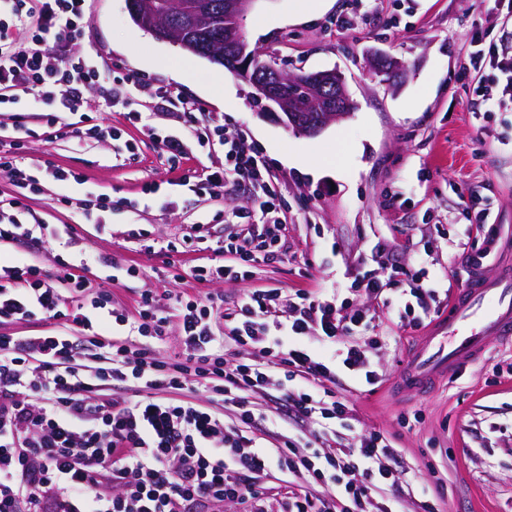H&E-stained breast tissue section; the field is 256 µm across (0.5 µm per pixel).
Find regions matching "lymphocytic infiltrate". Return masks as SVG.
<instances>
[{"mask_svg":"<svg viewBox=\"0 0 512 512\" xmlns=\"http://www.w3.org/2000/svg\"><path fill=\"white\" fill-rule=\"evenodd\" d=\"M0 17V105L17 104L30 94L58 112L73 111L85 89L104 82L93 59L72 55L70 42L81 29L87 0H5ZM34 25L28 42L10 30ZM469 66L489 68L482 99L494 106L512 104V56L495 47L472 53ZM154 110L187 119L185 134L149 128L148 135L168 162L186 155L187 141L201 152L222 150L224 165L203 176L196 191L215 196L244 184L252 208L225 225L224 243L231 264L194 266L200 283L250 277L258 260L280 249L288 222L268 161L247 134L223 126L192 123L190 103L173 92L157 94ZM0 154L16 193L14 212L0 216V239L31 237L16 218L38 181L21 168L16 153ZM394 286L405 303L402 326L422 325L440 292L425 271L394 268L386 277L360 273L351 291L382 298ZM89 294L90 309L66 317L73 295ZM279 289H257L228 312L195 300L179 304L176 317L185 346L183 358L159 360L151 346L129 349L109 329L159 339L168 317L155 310L152 292L139 302V321L112 306V293L92 289L59 261L55 277L36 264L0 263V324L32 320L57 322V329L36 334L0 333V512H214L224 502L240 512H269V496L256 477L276 467L287 475L288 489L277 512H394L397 450L380 433L326 448L331 420L345 412L336 394L340 374L365 386L378 384L368 349L353 342V332H369L373 317L346 297L320 300L300 292L281 308ZM232 340L250 347L251 362L224 357L218 323ZM134 383L133 400L104 401V386ZM204 388L208 404L191 400ZM282 393L288 414L312 425L307 441L288 438L282 445H259L253 427L263 414L251 399L269 388ZM326 486L317 495L299 478Z\"/></svg>","mask_w":512,"mask_h":512,"instance_id":"f902f5d3","label":"lymphocytic infiltrate"}]
</instances>
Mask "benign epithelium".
Here are the masks:
<instances>
[{"label":"benign epithelium","mask_w":512,"mask_h":512,"mask_svg":"<svg viewBox=\"0 0 512 512\" xmlns=\"http://www.w3.org/2000/svg\"><path fill=\"white\" fill-rule=\"evenodd\" d=\"M258 0H224V18L234 22L235 29L224 32V51L211 58L253 88L252 97L266 102L267 110L276 114L286 129L304 135H316L331 123L344 118L354 108L345 77L334 70L310 73H285L273 63L261 58V53L249 49L241 31V21ZM133 21L161 41H170L185 49L186 41L177 38L162 22L151 3L133 4L128 0ZM372 72L377 76L397 73V61L381 53L371 58Z\"/></svg>","instance_id":"obj_1"}]
</instances>
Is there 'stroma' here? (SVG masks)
Here are the masks:
<instances>
[{
    "instance_id": "stroma-1",
    "label": "stroma",
    "mask_w": 512,
    "mask_h": 512,
    "mask_svg": "<svg viewBox=\"0 0 512 512\" xmlns=\"http://www.w3.org/2000/svg\"><path fill=\"white\" fill-rule=\"evenodd\" d=\"M299 6V0H258L241 31L281 70L334 69L344 76L355 108L314 137L261 112L250 87L222 66L139 27L127 0H90L74 46L112 75L138 73L146 83L141 103L148 105L156 88L168 89L198 106L200 122L245 131L259 145L288 213L278 259L257 264L242 281L192 279V266L202 261H229L224 227L251 200L238 187L209 197L179 186L183 176L222 167L223 154L191 145L186 159L170 167L155 143L113 109L108 82L84 91L80 109L122 128L136 153L120 141L46 138L44 106L29 96L17 105L36 132L25 139L23 155L37 164L40 180L17 217L37 231L29 239L0 240V257L31 261L50 274L65 258L92 287H111L114 308L132 316L147 290L165 311L185 294L231 308L259 288L280 289L285 305L300 289L328 299L357 272L387 263L426 269L452 292L463 278V239L476 248L491 245L488 269L512 261V112L488 110L473 92L477 72L462 69L489 15L497 19L489 41L512 53V12L501 0H327L304 21L296 17ZM377 52L403 64L400 81L373 75ZM12 112H0V136H14ZM56 166L83 172L86 184L62 190L48 174ZM150 182L160 183L159 193L144 194ZM64 191L73 204L59 203ZM93 194L110 197L112 208L83 217L76 202ZM484 212L482 234L466 236ZM69 224L78 242L64 252L55 236ZM190 235L199 238L196 251L178 253ZM116 264L139 274L108 284ZM351 300L375 314L378 341L370 351L383 376L372 392L339 377L336 393L349 408L340 437L376 431L392 440L402 512H420L421 487H434L439 477L445 487L438 512H512V378L493 376L495 365L512 363V346L490 344L482 359L431 392L401 396L391 385L424 327H401L364 294Z\"/></svg>"
}]
</instances>
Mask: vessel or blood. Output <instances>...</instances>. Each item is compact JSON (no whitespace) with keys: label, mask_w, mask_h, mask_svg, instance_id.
Returning <instances> with one entry per match:
<instances>
[{"label":"vessel or blood","mask_w":512,"mask_h":512,"mask_svg":"<svg viewBox=\"0 0 512 512\" xmlns=\"http://www.w3.org/2000/svg\"><path fill=\"white\" fill-rule=\"evenodd\" d=\"M492 340L512 344V270L487 274L473 266L465 288L452 297L448 318L414 349L396 390L427 389L474 360Z\"/></svg>","instance_id":"1"}]
</instances>
